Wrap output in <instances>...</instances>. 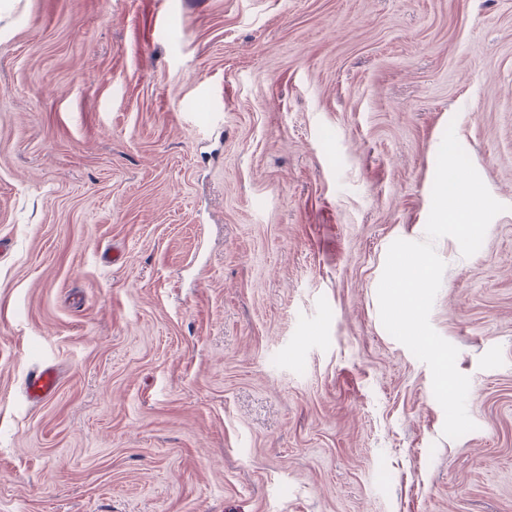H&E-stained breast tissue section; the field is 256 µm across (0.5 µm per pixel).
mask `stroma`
Masks as SVG:
<instances>
[{"instance_id":"1","label":"stroma","mask_w":512,"mask_h":512,"mask_svg":"<svg viewBox=\"0 0 512 512\" xmlns=\"http://www.w3.org/2000/svg\"><path fill=\"white\" fill-rule=\"evenodd\" d=\"M450 124L457 439L377 298ZM0 512H512V0H0ZM58 383V376L52 367H42L33 371L28 381V391L33 398L49 397Z\"/></svg>"}]
</instances>
